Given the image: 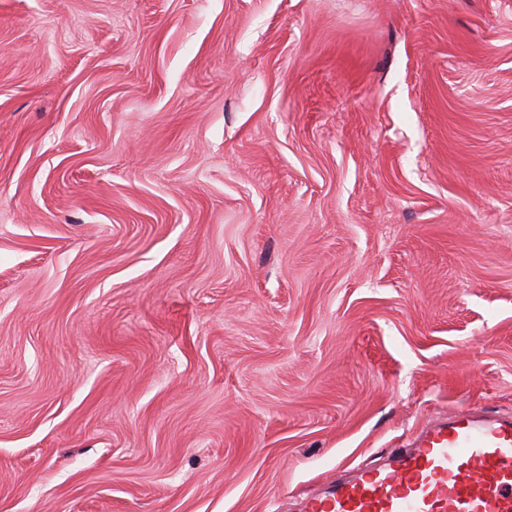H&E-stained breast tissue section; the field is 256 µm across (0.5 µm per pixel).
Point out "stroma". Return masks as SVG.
<instances>
[{"mask_svg": "<svg viewBox=\"0 0 512 512\" xmlns=\"http://www.w3.org/2000/svg\"><path fill=\"white\" fill-rule=\"evenodd\" d=\"M512 417V0H0V512H299Z\"/></svg>", "mask_w": 512, "mask_h": 512, "instance_id": "stroma-1", "label": "stroma"}]
</instances>
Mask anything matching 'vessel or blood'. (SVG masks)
Instances as JSON below:
<instances>
[{"mask_svg":"<svg viewBox=\"0 0 512 512\" xmlns=\"http://www.w3.org/2000/svg\"><path fill=\"white\" fill-rule=\"evenodd\" d=\"M301 512H512V418L449 415L384 466L331 482Z\"/></svg>","mask_w":512,"mask_h":512,"instance_id":"b4317fda","label":"vessel or blood"}]
</instances>
